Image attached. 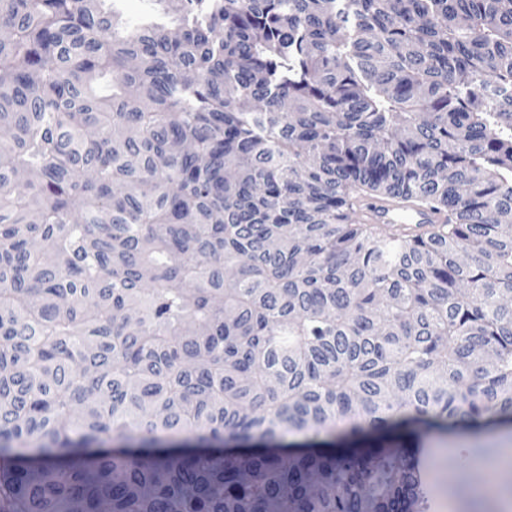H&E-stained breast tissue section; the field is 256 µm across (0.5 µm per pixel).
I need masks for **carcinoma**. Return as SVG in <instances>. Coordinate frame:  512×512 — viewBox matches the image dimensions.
<instances>
[{"instance_id": "carcinoma-1", "label": "carcinoma", "mask_w": 512, "mask_h": 512, "mask_svg": "<svg viewBox=\"0 0 512 512\" xmlns=\"http://www.w3.org/2000/svg\"><path fill=\"white\" fill-rule=\"evenodd\" d=\"M106 2L0 0V512H426L512 424V0ZM114 1V2H113ZM109 3L130 23L145 21H158L168 23V19L162 17L161 6L152 0H112ZM363 224L396 225L415 228L420 224H446L448 217L423 205L405 203L399 199L366 201L358 205Z\"/></svg>"}]
</instances>
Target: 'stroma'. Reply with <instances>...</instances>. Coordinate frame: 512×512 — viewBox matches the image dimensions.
<instances>
[{
	"label": "stroma",
	"instance_id": "35a3bbf8",
	"mask_svg": "<svg viewBox=\"0 0 512 512\" xmlns=\"http://www.w3.org/2000/svg\"><path fill=\"white\" fill-rule=\"evenodd\" d=\"M512 448V432L457 429L429 438L428 512H512V471L482 463L480 449Z\"/></svg>",
	"mask_w": 512,
	"mask_h": 512
}]
</instances>
